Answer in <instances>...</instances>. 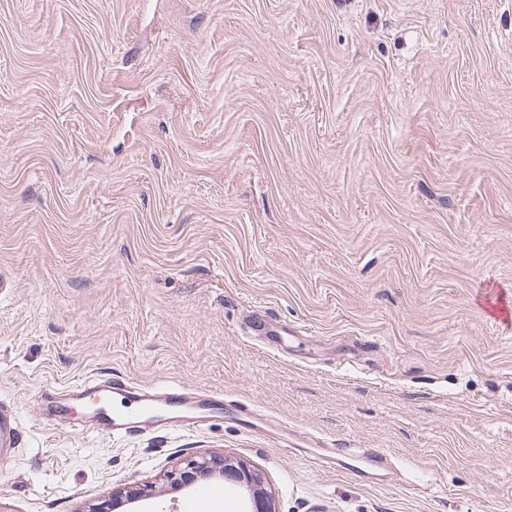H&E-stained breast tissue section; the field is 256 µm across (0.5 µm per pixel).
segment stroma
Returning a JSON list of instances; mask_svg holds the SVG:
<instances>
[{
	"label": "stroma",
	"mask_w": 512,
	"mask_h": 512,
	"mask_svg": "<svg viewBox=\"0 0 512 512\" xmlns=\"http://www.w3.org/2000/svg\"><path fill=\"white\" fill-rule=\"evenodd\" d=\"M2 271L0 512H189L211 455L275 512H512V0H0ZM112 373L290 443L39 419ZM246 318L250 327L251 336H273L272 334H279L278 331L272 329L273 326H276V323L270 320L266 314L259 309L248 310ZM21 422L18 414L12 410L0 409V461L4 465L10 459L12 448L19 445ZM215 478L230 482L234 487L247 491L251 504L249 511L275 512L271 492L264 488L261 474L244 464L229 463L223 457L191 459L183 471L170 474L168 479L178 488L192 480Z\"/></svg>",
	"instance_id": "obj_1"
}]
</instances>
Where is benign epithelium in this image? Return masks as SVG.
<instances>
[{
	"instance_id": "obj_1",
	"label": "benign epithelium",
	"mask_w": 512,
	"mask_h": 512,
	"mask_svg": "<svg viewBox=\"0 0 512 512\" xmlns=\"http://www.w3.org/2000/svg\"><path fill=\"white\" fill-rule=\"evenodd\" d=\"M215 478L230 482L233 486L247 491L251 512H275L271 493L264 488L261 474L244 464L234 465L223 457L191 459L183 470L169 477V481L180 487L192 480Z\"/></svg>"
}]
</instances>
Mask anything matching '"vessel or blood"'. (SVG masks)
Listing matches in <instances>:
<instances>
[{
    "label": "vessel or blood",
    "instance_id": "vessel-or-blood-1",
    "mask_svg": "<svg viewBox=\"0 0 512 512\" xmlns=\"http://www.w3.org/2000/svg\"><path fill=\"white\" fill-rule=\"evenodd\" d=\"M39 418L49 423L80 424L82 432H107L128 437L162 430H194L227 419L240 430H258L257 413L247 404L225 406L224 395L180 384L151 388L133 385L119 375L101 374L63 388L45 387L40 392ZM18 414L0 409V461L8 462L21 434Z\"/></svg>",
    "mask_w": 512,
    "mask_h": 512
}]
</instances>
